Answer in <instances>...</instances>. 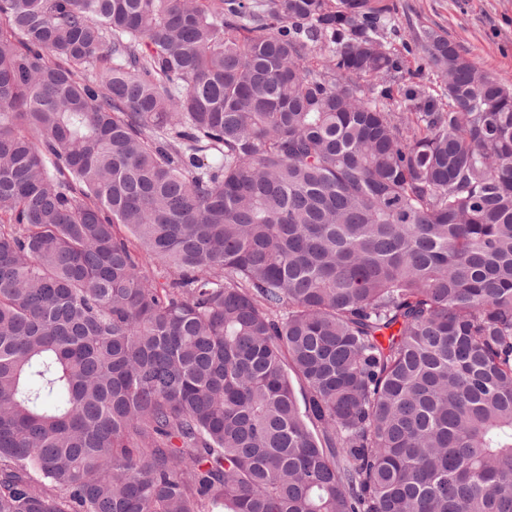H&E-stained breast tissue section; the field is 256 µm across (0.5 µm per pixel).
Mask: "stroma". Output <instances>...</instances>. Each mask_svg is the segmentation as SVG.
I'll list each match as a JSON object with an SVG mask.
<instances>
[{
    "label": "stroma",
    "instance_id": "35a3bbf8",
    "mask_svg": "<svg viewBox=\"0 0 512 512\" xmlns=\"http://www.w3.org/2000/svg\"><path fill=\"white\" fill-rule=\"evenodd\" d=\"M387 21L385 43L399 72L383 85L440 95L442 82L426 64L419 36L432 29L457 43L499 83L512 88V0H372Z\"/></svg>",
    "mask_w": 512,
    "mask_h": 512
}]
</instances>
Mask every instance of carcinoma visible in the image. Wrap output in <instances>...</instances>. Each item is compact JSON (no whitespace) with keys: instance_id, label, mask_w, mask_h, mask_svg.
Segmentation results:
<instances>
[{"instance_id":"obj_1","label":"carcinoma","mask_w":512,"mask_h":512,"mask_svg":"<svg viewBox=\"0 0 512 512\" xmlns=\"http://www.w3.org/2000/svg\"><path fill=\"white\" fill-rule=\"evenodd\" d=\"M384 29L0 0V512H512V89Z\"/></svg>"}]
</instances>
